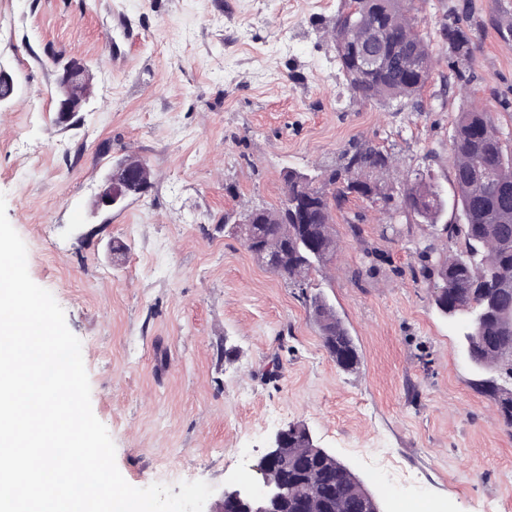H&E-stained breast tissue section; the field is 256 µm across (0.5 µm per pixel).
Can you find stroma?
<instances>
[{"label": "stroma", "mask_w": 512, "mask_h": 512, "mask_svg": "<svg viewBox=\"0 0 512 512\" xmlns=\"http://www.w3.org/2000/svg\"><path fill=\"white\" fill-rule=\"evenodd\" d=\"M342 0H0V193L31 279L82 344L91 407L132 486L225 488L274 434L301 423L384 512H512V428L467 359L458 320L416 279V242L454 254L386 207L350 199L337 251L311 282L346 323L357 370L323 346L307 296L268 270L224 216L277 205L286 171L330 172L357 143L389 149L391 187L422 170L452 197L450 136L479 103L512 140V0H409L431 42L422 94L401 104L339 92L326 31ZM475 46L466 91L444 28ZM86 65L91 96L67 124L57 77ZM145 160L152 187L121 209L97 197L113 163ZM361 215L360 238L347 217ZM387 455L406 477L376 480Z\"/></svg>", "instance_id": "35a3bbf8"}]
</instances>
